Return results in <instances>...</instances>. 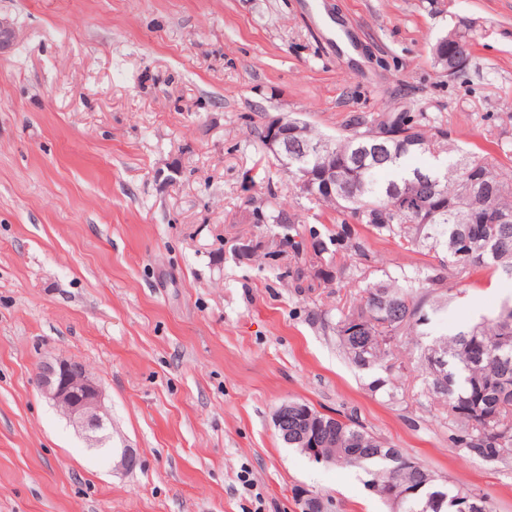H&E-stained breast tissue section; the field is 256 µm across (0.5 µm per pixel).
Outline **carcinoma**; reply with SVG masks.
<instances>
[{
	"mask_svg": "<svg viewBox=\"0 0 512 512\" xmlns=\"http://www.w3.org/2000/svg\"><path fill=\"white\" fill-rule=\"evenodd\" d=\"M446 40L448 60H435L443 69L455 63L464 69L471 44L464 32L451 30ZM310 142L327 141L336 149V192L321 188L307 199L331 206L365 231L393 241L401 250L423 252L433 261L421 268L399 266L377 274L365 241L358 238L348 248L354 263L345 268L347 278L364 288L349 305L326 321L350 363L370 374L371 392L387 391L389 378L381 370L403 371L393 362V346L408 334L427 339L428 353L421 356L425 371L420 395L436 402L454 428L453 440L468 454L483 461L512 459V305L504 304L492 318H481L450 338L431 337V315L439 307L430 298L447 284H466L475 273L512 279V180L497 160L476 155L448 143V129L427 125L405 112H370L350 116L336 135L316 134L306 128ZM285 173L314 169L316 160L300 145L288 142L277 159ZM440 208L434 223L421 224L415 208ZM269 223L276 225L282 242L294 259L293 273L306 288H327L336 279L334 262L324 260L328 245L306 243L298 220L274 205L268 206ZM313 280H307L308 271ZM357 328L346 335V326ZM447 357L441 370L432 356ZM313 420L300 422L288 435L296 447L297 436L308 431L326 446L314 460L345 462L361 467L367 486L384 496L402 497L405 512H489L485 497L460 487H450L434 471L410 458L402 449L387 445L353 416L333 419L309 407Z\"/></svg>",
	"mask_w": 512,
	"mask_h": 512,
	"instance_id": "carcinoma-1",
	"label": "carcinoma"
}]
</instances>
